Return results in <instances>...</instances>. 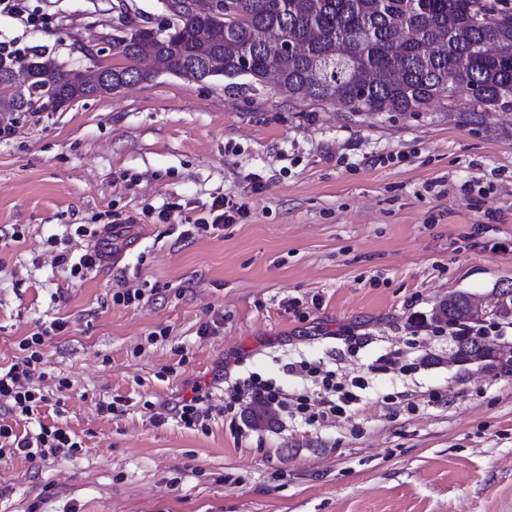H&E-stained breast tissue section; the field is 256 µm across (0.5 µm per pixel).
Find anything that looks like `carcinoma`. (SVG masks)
I'll return each mask as SVG.
<instances>
[{
	"instance_id": "cac0c4a2",
	"label": "carcinoma",
	"mask_w": 512,
	"mask_h": 512,
	"mask_svg": "<svg viewBox=\"0 0 512 512\" xmlns=\"http://www.w3.org/2000/svg\"><path fill=\"white\" fill-rule=\"evenodd\" d=\"M186 14L155 39L130 21L117 36L132 49L128 63L99 86L41 49L30 51L34 79L24 96H0V118L38 114L58 101L69 104L110 95L131 82L161 74L229 80V91L256 90L267 63L276 64V87L296 100L330 102L351 113L416 114L432 101L465 95L472 109L457 113L463 127L477 129L487 112H512V12L488 0H192ZM300 43L297 54L279 46ZM248 81L239 82L237 78ZM479 302L468 292L452 294L436 319L453 324L483 321ZM457 361L475 355L493 364L511 358L456 337Z\"/></svg>"
}]
</instances>
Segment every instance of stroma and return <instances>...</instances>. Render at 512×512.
Returning <instances> with one entry per match:
<instances>
[{
	"label": "stroma",
	"instance_id": "stroma-1",
	"mask_svg": "<svg viewBox=\"0 0 512 512\" xmlns=\"http://www.w3.org/2000/svg\"><path fill=\"white\" fill-rule=\"evenodd\" d=\"M22 3L30 23L0 12V42L75 65V40L162 23L157 0ZM469 109L357 116L163 74L19 116L0 136V366L62 321L39 385L72 388L63 413L0 423L58 424L82 448L0 458V512H512V373L406 327L449 293L492 306L512 287V252L489 249L512 239V115L473 132L454 119ZM223 196L247 202L239 223L179 237ZM75 224L123 225L120 264L72 281L55 255L95 244ZM128 288L139 306L113 302ZM384 355L396 368L376 370ZM302 360L365 380L349 418L219 413L225 380L252 374L316 396L285 369ZM198 389L214 411L188 428L175 408Z\"/></svg>",
	"mask_w": 512,
	"mask_h": 512
}]
</instances>
